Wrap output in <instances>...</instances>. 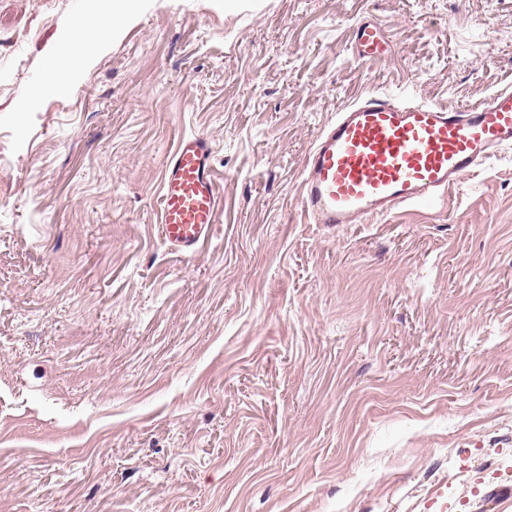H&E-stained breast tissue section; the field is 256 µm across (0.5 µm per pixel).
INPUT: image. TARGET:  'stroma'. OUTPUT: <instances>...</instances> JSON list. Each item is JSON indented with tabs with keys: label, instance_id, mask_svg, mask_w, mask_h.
<instances>
[{
	"label": "stroma",
	"instance_id": "obj_1",
	"mask_svg": "<svg viewBox=\"0 0 512 512\" xmlns=\"http://www.w3.org/2000/svg\"><path fill=\"white\" fill-rule=\"evenodd\" d=\"M107 11L0 0V512H497L512 150L364 224L299 193L363 96L512 84V0H140L71 57ZM367 19L385 60L351 54ZM190 133L224 209L182 258L158 211Z\"/></svg>",
	"mask_w": 512,
	"mask_h": 512
}]
</instances>
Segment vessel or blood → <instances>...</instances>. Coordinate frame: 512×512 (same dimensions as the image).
<instances>
[{
    "label": "vessel or blood",
    "instance_id": "obj_1",
    "mask_svg": "<svg viewBox=\"0 0 512 512\" xmlns=\"http://www.w3.org/2000/svg\"><path fill=\"white\" fill-rule=\"evenodd\" d=\"M356 58L380 61L388 42L363 22ZM512 149V87L462 110L372 94L339 112L310 149L300 205L311 224H362L445 195L463 176ZM224 208L210 140L181 136L163 166L159 224L167 249L190 257Z\"/></svg>",
    "mask_w": 512,
    "mask_h": 512
}]
</instances>
